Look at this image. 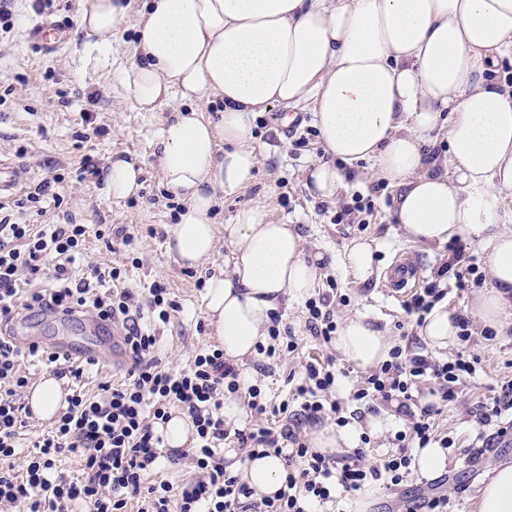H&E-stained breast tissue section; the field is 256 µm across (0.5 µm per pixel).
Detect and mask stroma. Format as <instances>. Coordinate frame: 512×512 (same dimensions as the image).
Segmentation results:
<instances>
[{
    "instance_id": "1",
    "label": "stroma",
    "mask_w": 512,
    "mask_h": 512,
    "mask_svg": "<svg viewBox=\"0 0 512 512\" xmlns=\"http://www.w3.org/2000/svg\"><path fill=\"white\" fill-rule=\"evenodd\" d=\"M91 0H59L55 21L67 24L69 39L57 52L49 54L31 39L30 29L44 21L36 11V0H12L15 25L11 33L0 36V156L14 161L22 185H29L60 173L65 177L60 187L64 202L60 209L45 215L23 214L26 223L43 224H137L142 229L137 252L140 266L130 269L131 287L150 285L163 280L175 300L182 306L169 324L159 328L158 355L163 364L178 369L186 367L198 350L216 343L209 323L201 282L224 268L226 246H219L215 256L194 268L181 266L166 246L167 233L176 222L163 175L159 167L157 144L165 123L174 115L178 101L171 100L154 111L142 110L125 85V72L132 63V46L136 25L144 0H131V7L120 26L113 31L112 49L108 55L87 50L78 22ZM100 92L97 103H88L86 88ZM95 112L98 124L107 128L105 136L77 143L73 137L79 130L81 113ZM304 116L303 127L314 124L311 104L291 109L282 105L262 113L255 124L257 171L244 190L220 197L214 218L216 223H233L237 212L254 205L266 206L272 222L289 225L303 238L308 255L322 254L326 267L319 291L335 287L337 319L354 314L365 315L369 322L400 343L402 334L418 333L410 322L400 300L388 296L381 287L382 277L392 260L400 254L408 256L419 268L422 280L433 277L438 265L447 258L444 245H427L408 237L401 225L395 224L392 212L396 188L386 187L375 197V212L365 227L334 223L336 210L350 201L352 195L371 194L375 181L371 164H356L351 176L345 177L337 194L331 199L312 195L306 186L307 172L318 162L322 149L320 135L309 138L307 146H295L285 130L292 112ZM105 163L109 159H134L142 170L141 188L126 199L117 200L103 193L100 183L80 181L78 168L84 157ZM372 195V194H371ZM359 240L371 242L375 249V275L360 284L344 267L345 255ZM493 280L483 285L466 281L464 286L448 283L444 298L449 312L470 319L467 340H455L445 348H430L434 358L445 360L465 351L479 358L473 377L460 387V401L444 407L440 423L451 443L447 450L448 465L443 474L448 478L446 490L450 512H479L480 491L490 464L512 458V444L495 442L491 452L480 462H471L465 454L481 428L468 406L499 392L501 385L512 380V326L496 334L485 331L472 311V300L479 288H492ZM282 325L288 326L300 341L292 354L267 358L255 355L241 365L251 381L257 382L264 394L273 400L289 399V413L300 405L290 400L292 375L302 374L307 362L327 356L334 357L342 372L336 386V397L344 401L343 414L350 424H365L369 415L390 414L395 418L392 432L371 436L365 445L366 461L379 464L395 453L396 431L402 430L403 418L397 417L393 403L381 402L374 409L350 402L349 396L362 382L366 371L338 354L336 348H325L311 337L305 327L304 302H292L279 310ZM429 479L410 476L401 487L385 490L366 489L365 493H338L334 512H354L360 496L372 502L368 512H397L408 504L418 491L427 489Z\"/></svg>"
}]
</instances>
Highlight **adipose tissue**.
<instances>
[{
  "mask_svg": "<svg viewBox=\"0 0 512 512\" xmlns=\"http://www.w3.org/2000/svg\"><path fill=\"white\" fill-rule=\"evenodd\" d=\"M125 11L121 0H92L79 20L87 48L109 53ZM136 29L125 80L137 104L147 111L176 98L183 104L158 142L166 188L183 203L168 248L193 267L218 242L229 246L223 274L208 279L204 295L227 361L239 366L254 356L271 314L309 295L319 278L301 234L270 222L264 207L241 209L224 226L214 221L218 193L253 181V118L276 105L313 106L327 156L307 179L316 196L336 195V162L369 160L375 176L399 187L395 221L411 238L477 240L495 286L475 296L473 309L488 327H504L512 230L498 226L497 195L512 190V85L498 66L512 58V0H147ZM212 96L223 102L215 119L196 107ZM446 113L454 181L424 153ZM140 174L134 160L112 159L105 193L136 194ZM335 346L370 368L387 359L392 342L354 315ZM393 422L386 415L363 428L325 427L308 443L340 452L357 447L363 430L382 435ZM283 476L275 455L247 460L242 471L262 495L278 492ZM480 512H512V461L493 466Z\"/></svg>",
  "mask_w": 512,
  "mask_h": 512,
  "instance_id": "ef3b65f1",
  "label": "adipose tissue"
}]
</instances>
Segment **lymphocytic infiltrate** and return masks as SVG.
Wrapping results in <instances>:
<instances>
[{
	"mask_svg": "<svg viewBox=\"0 0 512 512\" xmlns=\"http://www.w3.org/2000/svg\"><path fill=\"white\" fill-rule=\"evenodd\" d=\"M89 232L84 224H20L0 211V323L20 312L58 311L97 318L119 328L131 366L121 382L104 383L96 395L85 391L83 367L49 361L58 378L67 379L68 393L51 427L20 454L18 436L33 416L23 396L29 379L21 372L25 360L37 358L34 349L0 339V512H319L332 502L337 489L357 492L375 483L400 486L410 476L409 445L428 447L436 442L437 418L458 387L476 372L477 358L457 353L448 360L394 346L389 360L369 371L352 395L357 402H406V427L395 440L398 451L382 467L367 465L364 450L344 463L309 448L299 428L252 424L227 431L224 394L239 389L238 373L214 345L200 349L189 367L174 372L162 367L155 355L156 327L169 323L179 306L160 281L139 290L124 286L125 271L109 264L87 265L83 249ZM475 263L466 261L459 246L448 248V258L433 280L403 304L407 316L424 322L445 295L444 279L462 284L475 275ZM335 291L306 304V326L319 343L332 344L336 321ZM333 361L309 362L296 388L304 422L322 415L340 414V403L330 395L336 389ZM180 411L196 431L191 456L199 470L179 495L167 482L146 484L145 475L164 456L158 430L172 411ZM512 410V380L498 395L477 403L478 424L494 428L472 452L480 458L503 436L502 420ZM234 438L247 457L267 454L284 461L280 490L255 497L253 490L224 460L222 445ZM78 457L80 475L62 472L63 457ZM23 457L22 467L13 460Z\"/></svg>",
	"mask_w": 512,
	"mask_h": 512,
	"instance_id": "1",
	"label": "lymphocytic infiltrate"
}]
</instances>
